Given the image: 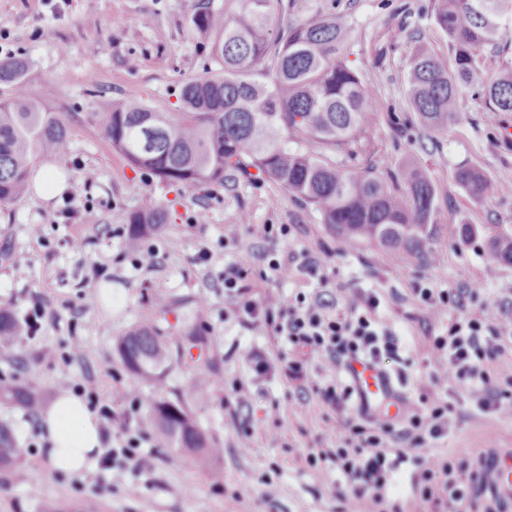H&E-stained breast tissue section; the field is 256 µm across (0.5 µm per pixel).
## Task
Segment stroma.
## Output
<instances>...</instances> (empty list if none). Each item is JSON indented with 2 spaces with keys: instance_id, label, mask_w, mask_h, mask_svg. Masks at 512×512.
<instances>
[{
  "instance_id": "stroma-1",
  "label": "stroma",
  "mask_w": 512,
  "mask_h": 512,
  "mask_svg": "<svg viewBox=\"0 0 512 512\" xmlns=\"http://www.w3.org/2000/svg\"><path fill=\"white\" fill-rule=\"evenodd\" d=\"M194 0H0V58L26 59L30 97L53 112H72L70 149L45 163L65 178L58 193L29 192L0 208V302L19 317L41 309L40 326L31 335L0 345V377L37 389L41 406L55 399L62 376L72 385H93L103 403L118 389L138 390L141 400L152 392L129 374L116 351V341L131 327L150 322L170 342L198 327L207 338L203 353L180 357L168 369L165 395H185L200 426L222 448L217 460L223 481H214L186 455L159 439L147 409L133 424L146 435L144 450L155 457L150 472L139 474L124 461L82 476L50 471L38 431L37 411L0 403V424L9 426L25 450L17 470L0 471V512H339L337 481L332 472L308 465L315 448L338 446L330 430L329 409L314 392L322 384L319 360L306 357L307 376H286L276 360L279 341L263 325H244L224 312V267L248 252L256 269L269 254L316 256L318 273L301 270L285 282L253 278L250 293L286 296L322 292L325 300L345 307L357 292L374 289L381 299L379 316L405 343L400 354L414 365L402 368L386 360L403 400L417 401L433 367L422 361L424 336L444 331L448 317L413 305L412 288H480L481 299L503 307L512 320V266L492 262L487 240L495 224L512 225V194L472 200L455 180L462 166L481 170L491 180L512 183V145H504L502 126L512 125V112L488 111L469 102L447 132L430 139L416 127L401 128L379 115L373 130L381 168L397 170L414 161L437 189L438 233L431 248L437 263L409 258L395 264L379 247L365 243L340 250L334 234L310 207L295 202L268 182L238 179L230 186H208L182 194L157 179L134 171L113 151L93 114L105 99L137 98L159 112L175 111L181 87L202 75L212 60L189 17ZM432 0H296L300 20L332 11L350 29L349 59L365 76L366 87L384 106L408 109L403 69L410 43L391 46L387 31L403 27L423 30L425 39L447 53L445 38L431 18ZM148 24H139L141 15ZM93 181H86V172ZM148 205L164 206L170 219L147 241L158 249L157 264L136 268L124 246L126 216ZM249 223H241V213ZM201 216L198 224L190 216ZM40 225L33 237L31 225ZM265 224H285L288 236L266 238ZM473 227L460 241L461 225ZM83 242L74 253L70 239ZM26 254L28 264L14 257ZM112 286V305L98 295ZM164 297L167 312L153 305ZM207 298L210 314L196 319L198 298ZM273 359L268 374L256 375L241 359L243 350ZM216 371L208 398L189 396L191 379ZM454 431L425 452L431 463L459 453L478 456L487 449L512 452V419L472 411L459 396ZM254 431L251 447H243L239 429ZM138 494H130L129 484Z\"/></svg>"
}]
</instances>
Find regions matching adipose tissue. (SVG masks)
Instances as JSON below:
<instances>
[{
	"label": "adipose tissue",
	"instance_id": "1",
	"mask_svg": "<svg viewBox=\"0 0 512 512\" xmlns=\"http://www.w3.org/2000/svg\"><path fill=\"white\" fill-rule=\"evenodd\" d=\"M41 422L52 470L80 475L94 469L102 446L100 425L78 395L61 390Z\"/></svg>",
	"mask_w": 512,
	"mask_h": 512
}]
</instances>
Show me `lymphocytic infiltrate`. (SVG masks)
Instances as JSON below:
<instances>
[{"label": "lymphocytic infiltrate", "mask_w": 512, "mask_h": 512, "mask_svg": "<svg viewBox=\"0 0 512 512\" xmlns=\"http://www.w3.org/2000/svg\"><path fill=\"white\" fill-rule=\"evenodd\" d=\"M250 274L248 255L225 265V312L247 323L263 324L295 355L316 356L324 374L347 371L356 360L379 366L398 354L396 333L377 316L380 299L376 293L356 294L346 308L334 311L318 294L253 298L246 284ZM464 297V292L453 288H413L412 302L447 314L448 325L443 333L422 341L423 360L437 372L417 403L398 415L368 411L354 385L316 386L322 403L336 415L331 428L342 435L344 443L338 448L314 449L307 462L313 467L335 466L341 512H406L411 501L429 503L436 512H459L475 485L495 484V468L482 458L463 454L430 467L421 464L422 451L454 430L459 391H468L469 402L479 414L512 418V373L489 370L512 341V326H502L498 305L484 302L468 307ZM113 399L126 404L128 420L115 424L110 407H102V417L113 424L114 441L103 452V465L121 456L135 471L151 470L152 455L140 450L143 433L129 422L141 408L140 398L118 389ZM408 460L420 464L422 470L404 497L396 494L395 485L398 465Z\"/></svg>", "instance_id": "f902f5d3"}]
</instances>
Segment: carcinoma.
I'll use <instances>...</instances> for the list:
<instances>
[{"mask_svg": "<svg viewBox=\"0 0 512 512\" xmlns=\"http://www.w3.org/2000/svg\"><path fill=\"white\" fill-rule=\"evenodd\" d=\"M295 0H243L228 18L213 0H195L191 23L207 41L219 66L186 82L173 112H156L140 99L117 101L94 113L112 150L131 168L179 192L225 185L250 169L297 202L310 206L342 246L368 242L395 263L431 255L436 189L414 163L382 171L371 131L381 112L363 74L350 65L349 30L334 13L309 20L294 15ZM436 29L447 38L451 64L423 44L420 32L404 70L408 103L417 125L443 133L480 98L491 112H512V70L476 80V58L494 42L512 0H435ZM26 63L0 59V207L17 202L35 166L69 151L72 113L48 112L28 95ZM455 179L483 201L497 187L481 171L461 167ZM162 207L128 214L127 245L167 223ZM498 265L512 266V228L488 243ZM25 322L0 305V343L22 335ZM116 352L125 368L154 389L165 385L170 344L153 324H137L119 337ZM0 401L29 410L33 389L0 380ZM150 419L169 448L193 456L210 470L223 449L212 442L185 401L149 403ZM24 451L0 426V469L21 466Z\"/></svg>", "mask_w": 512, "mask_h": 512, "instance_id": "cac0c4a2", "label": "carcinoma"}]
</instances>
